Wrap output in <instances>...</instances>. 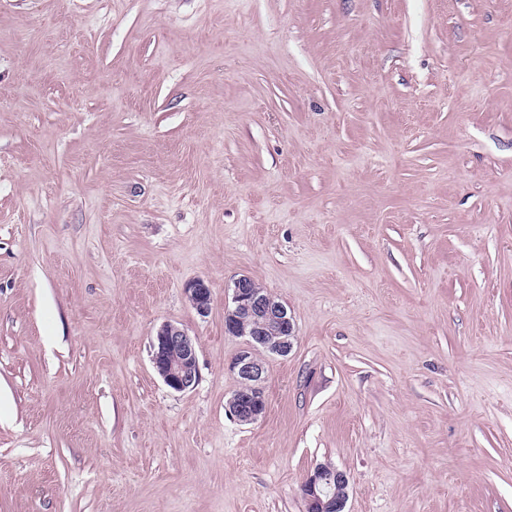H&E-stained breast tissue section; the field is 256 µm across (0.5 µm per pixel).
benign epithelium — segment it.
<instances>
[{"label":"benign epithelium","instance_id":"obj_1","mask_svg":"<svg viewBox=\"0 0 512 512\" xmlns=\"http://www.w3.org/2000/svg\"><path fill=\"white\" fill-rule=\"evenodd\" d=\"M190 305L200 316L209 311L211 288L196 279L184 288ZM233 306L224 310V328L229 335L243 337L246 347L230 363L241 389L229 400L233 417L240 423L250 424L262 417L267 400L264 391L267 368L261 352L286 356L293 348L295 324L288 307L263 290L255 287L248 276L233 283ZM244 317L251 318L252 330L239 329ZM152 363L163 382L175 392L193 388L199 378L195 342L176 324H163L152 343ZM349 478L337 468L315 467L301 489L307 512H343L348 499Z\"/></svg>","mask_w":512,"mask_h":512}]
</instances>
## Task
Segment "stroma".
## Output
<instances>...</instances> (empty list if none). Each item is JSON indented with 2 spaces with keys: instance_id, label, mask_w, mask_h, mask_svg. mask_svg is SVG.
<instances>
[{
  "instance_id": "obj_1",
  "label": "stroma",
  "mask_w": 512,
  "mask_h": 512,
  "mask_svg": "<svg viewBox=\"0 0 512 512\" xmlns=\"http://www.w3.org/2000/svg\"><path fill=\"white\" fill-rule=\"evenodd\" d=\"M243 275L296 328L247 425ZM326 463L512 512V0H0V512H305ZM185 295L190 305L200 316L207 315L209 311L211 288L203 279L189 282L184 288ZM152 348L153 366L170 389L184 392L196 385L199 378L196 346L183 328L164 323L157 331Z\"/></svg>"
}]
</instances>
